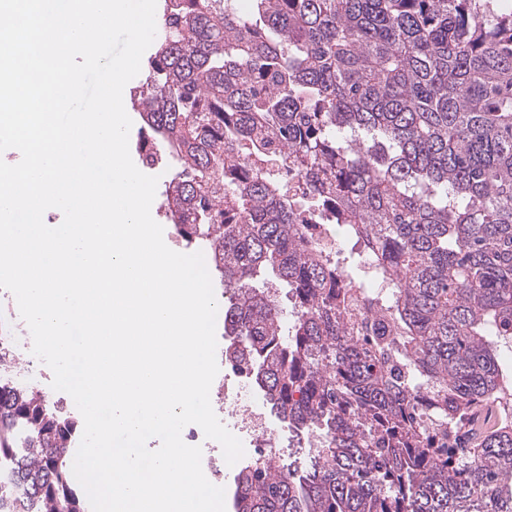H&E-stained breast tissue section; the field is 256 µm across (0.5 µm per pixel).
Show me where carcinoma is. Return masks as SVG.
Masks as SVG:
<instances>
[{
	"label": "carcinoma",
	"mask_w": 512,
	"mask_h": 512,
	"mask_svg": "<svg viewBox=\"0 0 512 512\" xmlns=\"http://www.w3.org/2000/svg\"><path fill=\"white\" fill-rule=\"evenodd\" d=\"M131 91L139 152L224 286V335L301 466L235 477L234 512H512V13L498 0H163ZM304 178L308 201L250 172ZM345 224L389 284L364 330L350 284L301 240ZM287 289L291 320L278 298ZM46 512H84L68 432L0 392V454Z\"/></svg>",
	"instance_id": "obj_1"
}]
</instances>
